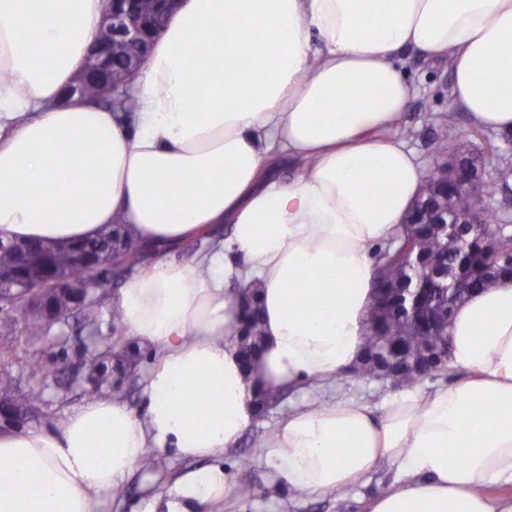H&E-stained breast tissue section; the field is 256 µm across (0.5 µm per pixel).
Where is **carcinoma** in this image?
I'll use <instances>...</instances> for the list:
<instances>
[{
	"mask_svg": "<svg viewBox=\"0 0 512 512\" xmlns=\"http://www.w3.org/2000/svg\"><path fill=\"white\" fill-rule=\"evenodd\" d=\"M158 0H134L133 19L153 23L159 17ZM149 49L135 48L127 43L112 45V55L106 70L96 74L84 71L80 78L81 94L91 104H104L116 112L129 110V103L118 90V86L144 69L148 63ZM434 151L441 157L452 160L448 167L437 166L425 176V189L421 201L432 198L434 191L448 193V216L456 210L465 211L473 204V198L460 189L464 171L458 163L467 159L470 149L467 144L451 135L437 138ZM499 174L487 181L481 193L495 197L509 191L512 179V163L499 157ZM497 215L490 217V223L482 230H470L456 225L458 238L449 237L450 230L421 218L418 224L402 225L394 245L381 248L374 253L376 275L374 288L375 302L366 336V348L379 345L402 346L413 353L432 340L438 344L448 336L451 319L448 315V294L434 286L435 276L447 273L462 282L458 289L456 303L466 295L484 289L488 281L512 276V234L498 229L494 222ZM36 253L27 259L25 278L0 286V310L7 311L0 319V336L17 334L25 339L27 346L41 343L50 332V326L40 316L27 312L25 297L28 284L49 275L69 278L71 286L84 292L81 303L74 309L66 310L62 319L76 318L77 335H94L99 331L102 307L112 289L124 283L127 277L149 263L156 253L131 240H123L113 227L97 237L79 244L57 242H36ZM99 254L116 253L117 261L107 262L92 271L75 268L74 248ZM412 255L419 258L421 270L414 273L405 267V259ZM22 258L14 242L0 239V269H14ZM421 280L419 295V319L417 326L408 324L407 310L399 305V292L414 287ZM240 315L237 329L230 340L236 343L245 363H250L262 338L259 309L254 300L239 301ZM123 315L117 308L112 309L110 334L112 344L97 348L86 361L89 378L102 385L109 381L105 363L111 357V347L128 345ZM20 388V379L7 367L0 366V397H14Z\"/></svg>",
	"mask_w": 512,
	"mask_h": 512,
	"instance_id": "carcinoma-1",
	"label": "carcinoma"
}]
</instances>
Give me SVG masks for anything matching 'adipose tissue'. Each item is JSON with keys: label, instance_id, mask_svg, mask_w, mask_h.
I'll return each instance as SVG.
<instances>
[{"label": "adipose tissue", "instance_id": "1", "mask_svg": "<svg viewBox=\"0 0 512 512\" xmlns=\"http://www.w3.org/2000/svg\"><path fill=\"white\" fill-rule=\"evenodd\" d=\"M103 0H0V237L78 243L114 224L169 248L231 227L200 258H159L113 300L153 348L145 418L92 398L57 428L0 433V512H103L144 449L185 459L234 445L257 388L336 377L365 347L373 249L420 198L397 130L415 88L402 54L447 63L474 126L512 133V0H180L117 114L63 92L97 43ZM258 291L263 345L244 372L232 283ZM455 379L377 411L290 412L261 445L280 485L353 488L398 471L365 512H512V279L448 326ZM190 471L163 509L229 498Z\"/></svg>", "mask_w": 512, "mask_h": 512}]
</instances>
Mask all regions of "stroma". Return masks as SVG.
Returning a JSON list of instances; mask_svg holds the SVG:
<instances>
[{
    "instance_id": "1",
    "label": "stroma",
    "mask_w": 512,
    "mask_h": 512,
    "mask_svg": "<svg viewBox=\"0 0 512 512\" xmlns=\"http://www.w3.org/2000/svg\"><path fill=\"white\" fill-rule=\"evenodd\" d=\"M406 69L410 81L419 86V93L411 100L401 129L409 147L415 150L425 169L441 164L442 159L433 149V140L445 132L439 117L448 109L450 74L446 66L431 65L418 52L407 57ZM110 309H103L97 338L75 336L67 322L55 323L49 333L50 341L42 345V363L46 378L41 383L40 410L28 425L32 428L54 429L61 415L83 404L86 400L112 395L111 385H94L80 380L70 391L57 386L55 377L61 369L77 370L96 346L98 339L109 335ZM402 387L390 379L366 378L347 373L328 384L306 383L288 390L277 406L266 409L256 417L252 427L238 444L226 449L213 459H200L196 468L222 467L234 483H248L253 488L249 498L225 499L219 512H360L363 499L385 490L393 479L394 470L386 463L379 464L365 484L338 494L310 495L296 493L278 486L267 468L255 465L254 458L260 439L268 436L285 412L308 405L322 406L339 399H354L372 407H381ZM251 467H244V460Z\"/></svg>"
}]
</instances>
